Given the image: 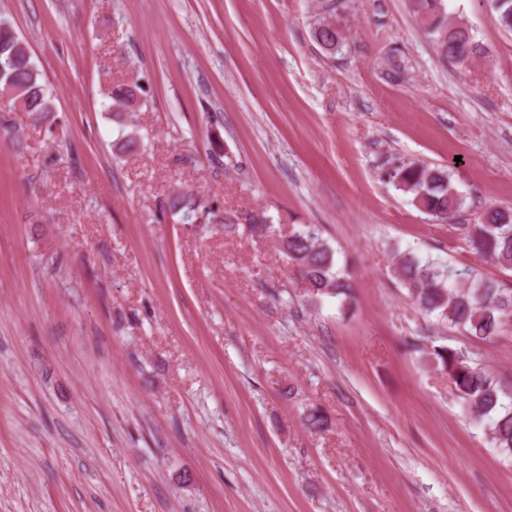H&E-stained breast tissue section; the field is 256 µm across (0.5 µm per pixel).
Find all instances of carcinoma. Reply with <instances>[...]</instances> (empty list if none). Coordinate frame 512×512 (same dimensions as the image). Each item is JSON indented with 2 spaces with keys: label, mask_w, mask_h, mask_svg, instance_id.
I'll use <instances>...</instances> for the list:
<instances>
[{
  "label": "carcinoma",
  "mask_w": 512,
  "mask_h": 512,
  "mask_svg": "<svg viewBox=\"0 0 512 512\" xmlns=\"http://www.w3.org/2000/svg\"><path fill=\"white\" fill-rule=\"evenodd\" d=\"M408 4L442 61L462 63L482 57L488 67H493L469 27L448 14L446 0H408ZM493 9L500 27L512 33V0H493ZM313 37L327 51H336L342 44L340 31L325 16L313 27ZM17 89L25 95L30 114L37 117L51 111L49 91L41 82L32 56L11 20L0 17V94L8 98ZM141 90L139 79L128 77L110 83L100 95L108 101L105 108L119 118L137 105ZM388 177L398 190L422 192L420 208L439 221L455 217L464 205L446 167L402 163L389 168ZM166 204L187 224H199L211 215L183 193L168 195ZM229 217L231 220L224 222L226 232L242 226L253 236L277 239L312 302L324 296L352 298L351 275L337 265L335 250L322 239L317 225L298 224L285 236L259 209L231 213ZM455 229L465 235L480 256L512 270V208H491L477 223L458 224ZM396 274L424 315L477 340L492 339L506 317H512V284L484 278L468 266H446L409 251L399 259ZM430 340L425 336L423 343L412 342L410 347L424 350L434 367L448 376L463 408L487 427L489 443L506 455L512 454V399H508L495 374L481 367L473 354L444 345L429 347L426 342Z\"/></svg>",
  "instance_id": "carcinoma-1"
}]
</instances>
